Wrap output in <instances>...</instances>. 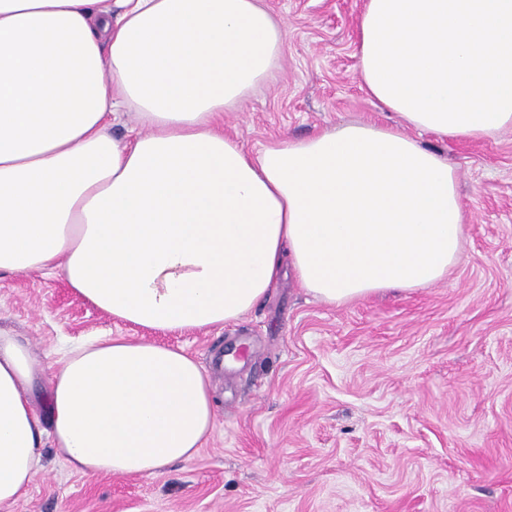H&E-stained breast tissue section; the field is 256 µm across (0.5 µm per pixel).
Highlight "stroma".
<instances>
[{
  "label": "stroma",
  "instance_id": "35a3bbf8",
  "mask_svg": "<svg viewBox=\"0 0 512 512\" xmlns=\"http://www.w3.org/2000/svg\"><path fill=\"white\" fill-rule=\"evenodd\" d=\"M364 0H265L277 67L224 129L248 151L350 121L395 123L357 65ZM455 169L460 261L429 288L330 305L283 275L224 327L154 332L112 319L58 276L0 275V326L32 354L94 337L182 348L207 371L212 432L157 477L73 472L45 446L15 512H512V128L422 133Z\"/></svg>",
  "mask_w": 512,
  "mask_h": 512
}]
</instances>
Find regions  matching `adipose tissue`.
Masks as SVG:
<instances>
[{
	"label": "adipose tissue",
	"instance_id": "1",
	"mask_svg": "<svg viewBox=\"0 0 512 512\" xmlns=\"http://www.w3.org/2000/svg\"><path fill=\"white\" fill-rule=\"evenodd\" d=\"M283 39L263 0H0V274H60L161 332L240 319L286 269L329 304L443 280L457 175L407 131L512 127V0H366L359 75L398 124L254 154L221 119ZM123 103L146 133L112 136ZM212 427L211 381L182 349L109 338L39 359L0 327V512L45 444L86 476H158Z\"/></svg>",
	"mask_w": 512,
	"mask_h": 512
}]
</instances>
